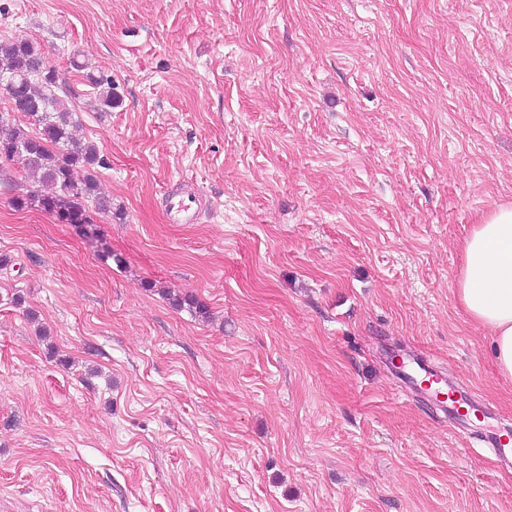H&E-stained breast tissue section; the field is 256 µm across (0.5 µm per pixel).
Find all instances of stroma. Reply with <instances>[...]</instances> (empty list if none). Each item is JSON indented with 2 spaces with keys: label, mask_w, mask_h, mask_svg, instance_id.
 <instances>
[{
  "label": "stroma",
  "mask_w": 512,
  "mask_h": 512,
  "mask_svg": "<svg viewBox=\"0 0 512 512\" xmlns=\"http://www.w3.org/2000/svg\"><path fill=\"white\" fill-rule=\"evenodd\" d=\"M25 40L113 213L0 187V512H512L475 440L512 429V381L455 295L512 203V0H0ZM393 352L479 420L453 430ZM84 77L93 88L97 89L96 94L98 96L99 110L101 112H109L115 105H118L119 99L113 91L114 88L112 87L111 79L98 77L91 71H87ZM196 205L194 196L180 197L171 200L167 211L168 219L173 224H189Z\"/></svg>",
  "instance_id": "1"
}]
</instances>
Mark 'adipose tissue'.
I'll return each instance as SVG.
<instances>
[{
    "label": "adipose tissue",
    "mask_w": 512,
    "mask_h": 512,
    "mask_svg": "<svg viewBox=\"0 0 512 512\" xmlns=\"http://www.w3.org/2000/svg\"><path fill=\"white\" fill-rule=\"evenodd\" d=\"M461 250L458 301L473 322L489 331L498 373L512 380V204L473 224Z\"/></svg>",
    "instance_id": "obj_1"
}]
</instances>
